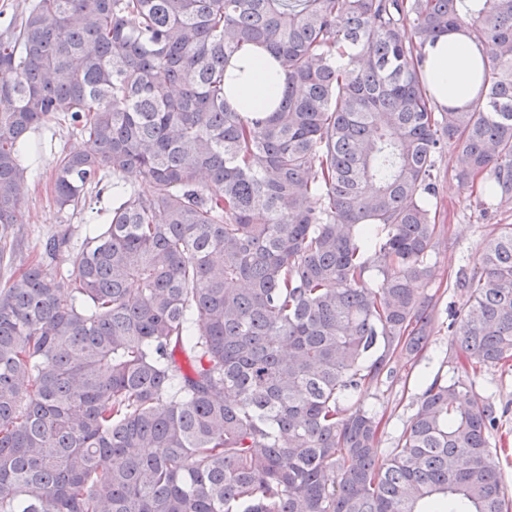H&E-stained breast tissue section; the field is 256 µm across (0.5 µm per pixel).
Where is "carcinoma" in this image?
<instances>
[{"label": "carcinoma", "mask_w": 512, "mask_h": 512, "mask_svg": "<svg viewBox=\"0 0 512 512\" xmlns=\"http://www.w3.org/2000/svg\"><path fill=\"white\" fill-rule=\"evenodd\" d=\"M452 31L484 68L445 108L423 49ZM249 42L285 72L275 112L225 100ZM60 119L85 147L57 203L109 178L116 202L68 276L52 237L0 289V512H512L503 410L458 405L512 361V224L455 279L463 376L383 467L361 403L434 333L444 149L483 213L512 205V0H32L0 31V240Z\"/></svg>", "instance_id": "1"}]
</instances>
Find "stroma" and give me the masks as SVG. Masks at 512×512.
I'll list each match as a JSON object with an SVG mask.
<instances>
[{"label":"stroma","mask_w":512,"mask_h":512,"mask_svg":"<svg viewBox=\"0 0 512 512\" xmlns=\"http://www.w3.org/2000/svg\"><path fill=\"white\" fill-rule=\"evenodd\" d=\"M33 140L42 148L29 155L24 165L29 192L24 202V221L15 225L9 241L13 247V261L0 265V288L19 271L21 264L29 262L40 251L43 242L51 235L69 232L68 253L57 262L61 273L72 270V261L83 240L82 227L89 210L104 209L112 204L111 190L90 202L89 210L63 209L55 201L53 167L57 157L64 152L81 148L82 139L73 134L68 124L50 122L32 132ZM454 149H445L440 162L439 222L445 232L432 254L437 276L427 286V294L438 302L439 324L427 348L418 360L401 356L396 358L393 382L371 387L364 400L366 408L382 416L381 448L394 447L401 431L414 412V403L426 379L440 374L452 376L453 366L448 361L452 338L445 325L448 310H461L463 297L452 283L461 267H474L483 241L500 224H512V205L485 214L482 213L470 184L458 181L455 170ZM475 392L483 397H493L504 410L500 434L507 447L498 453L496 461L505 486L512 490V368L488 367L474 379Z\"/></svg>","instance_id":"35a3bbf8"}]
</instances>
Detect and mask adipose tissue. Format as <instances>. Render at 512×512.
Here are the masks:
<instances>
[{
    "mask_svg": "<svg viewBox=\"0 0 512 512\" xmlns=\"http://www.w3.org/2000/svg\"><path fill=\"white\" fill-rule=\"evenodd\" d=\"M423 70L428 89L439 106L472 99L483 69L482 54L459 32L427 45ZM285 75L263 48L248 44L229 61L225 96L241 112H270L275 108Z\"/></svg>",
    "mask_w": 512,
    "mask_h": 512,
    "instance_id": "adipose-tissue-1",
    "label": "adipose tissue"
}]
</instances>
